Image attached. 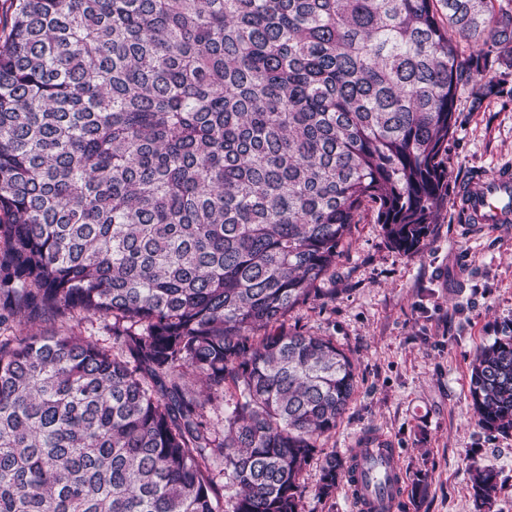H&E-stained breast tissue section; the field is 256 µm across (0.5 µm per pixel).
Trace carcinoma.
<instances>
[{"label":"carcinoma","instance_id":"1","mask_svg":"<svg viewBox=\"0 0 512 512\" xmlns=\"http://www.w3.org/2000/svg\"><path fill=\"white\" fill-rule=\"evenodd\" d=\"M0 45V512H299L357 388L285 326L367 211L404 251L448 205L457 91L512 75V0H14ZM499 78L485 82L486 71ZM479 426L512 432V335ZM224 404V428L207 406ZM318 497L349 458L324 453ZM490 506L498 473L471 467Z\"/></svg>","mask_w":512,"mask_h":512}]
</instances>
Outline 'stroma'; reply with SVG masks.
Here are the masks:
<instances>
[{
	"instance_id": "1",
	"label": "stroma",
	"mask_w": 512,
	"mask_h": 512,
	"mask_svg": "<svg viewBox=\"0 0 512 512\" xmlns=\"http://www.w3.org/2000/svg\"><path fill=\"white\" fill-rule=\"evenodd\" d=\"M509 94L469 109L457 95L448 141L452 185L512 161ZM448 204L425 246L402 251L371 215L353 225L322 294L296 308L287 326L333 337L353 358L358 386L325 451L341 455L385 438L400 451L408 479L397 512H479L468 466L493 467L501 491L490 512H512V436L478 426L469 396L476 351L512 332V223L468 235ZM321 458L301 479V512H354L345 487L321 499Z\"/></svg>"
}]
</instances>
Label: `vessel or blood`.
<instances>
[{
  "label": "vessel or blood",
  "mask_w": 512,
  "mask_h": 512,
  "mask_svg": "<svg viewBox=\"0 0 512 512\" xmlns=\"http://www.w3.org/2000/svg\"><path fill=\"white\" fill-rule=\"evenodd\" d=\"M458 199L478 227L512 222V162L463 183ZM353 455V468L346 480L356 512H396L406 491L397 449L379 445L354 449Z\"/></svg>",
  "instance_id": "obj_1"
}]
</instances>
